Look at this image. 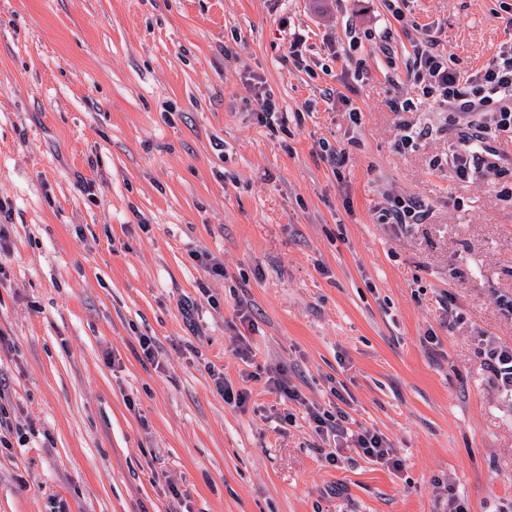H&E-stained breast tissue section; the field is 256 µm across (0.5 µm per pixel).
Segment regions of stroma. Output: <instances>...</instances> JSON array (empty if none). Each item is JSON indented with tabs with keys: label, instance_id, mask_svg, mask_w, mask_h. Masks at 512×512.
I'll use <instances>...</instances> for the list:
<instances>
[{
	"label": "stroma",
	"instance_id": "1",
	"mask_svg": "<svg viewBox=\"0 0 512 512\" xmlns=\"http://www.w3.org/2000/svg\"><path fill=\"white\" fill-rule=\"evenodd\" d=\"M403 13L0 0V512H512V393L486 365L512 347V132L487 142L502 177L452 190L450 112L425 106L432 134L399 151L389 108L414 89L412 38L476 71L512 41V0ZM257 82L284 130L258 122ZM395 197L424 223H377ZM277 370L303 403L269 391ZM218 373L250 389L245 408ZM341 396L400 469L325 461L306 408ZM215 379L217 388L224 394V402L237 408H243L249 400L250 393L244 387L235 388L232 382L224 378V374L219 373Z\"/></svg>",
	"mask_w": 512,
	"mask_h": 512
}]
</instances>
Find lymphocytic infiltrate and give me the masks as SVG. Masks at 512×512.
Wrapping results in <instances>:
<instances>
[{
    "label": "lymphocytic infiltrate",
    "instance_id": "1",
    "mask_svg": "<svg viewBox=\"0 0 512 512\" xmlns=\"http://www.w3.org/2000/svg\"><path fill=\"white\" fill-rule=\"evenodd\" d=\"M414 56L417 74L413 95L391 100V111L403 117L430 101L454 112L456 142L447 161L448 182L453 185L484 178L497 168L486 146L488 137L495 130H512V44H504L487 66L469 74L451 66L447 54L430 36L415 43ZM309 416L317 434L349 438L357 454L399 467L390 442L362 425L350 429L346 411L331 414L313 409Z\"/></svg>",
    "mask_w": 512,
    "mask_h": 512
}]
</instances>
